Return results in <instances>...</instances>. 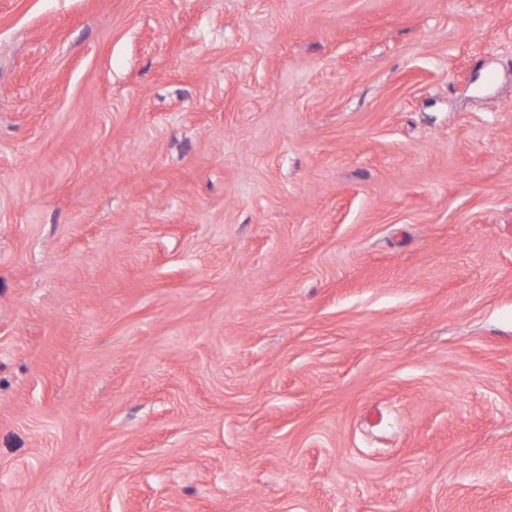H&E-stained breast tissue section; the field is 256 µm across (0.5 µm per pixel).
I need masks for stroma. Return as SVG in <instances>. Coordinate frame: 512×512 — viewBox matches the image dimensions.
I'll list each match as a JSON object with an SVG mask.
<instances>
[{"mask_svg":"<svg viewBox=\"0 0 512 512\" xmlns=\"http://www.w3.org/2000/svg\"><path fill=\"white\" fill-rule=\"evenodd\" d=\"M0 512H512V0H0Z\"/></svg>","mask_w":512,"mask_h":512,"instance_id":"35a3bbf8","label":"stroma"}]
</instances>
